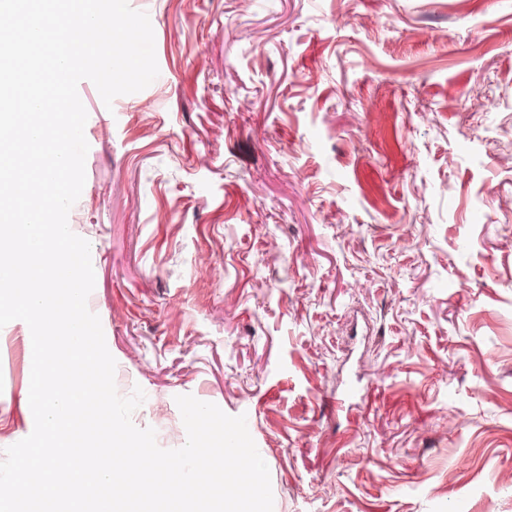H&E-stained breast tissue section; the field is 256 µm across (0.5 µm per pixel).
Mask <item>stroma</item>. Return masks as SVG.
Listing matches in <instances>:
<instances>
[{
  "instance_id": "35a3bbf8",
  "label": "stroma",
  "mask_w": 512,
  "mask_h": 512,
  "mask_svg": "<svg viewBox=\"0 0 512 512\" xmlns=\"http://www.w3.org/2000/svg\"><path fill=\"white\" fill-rule=\"evenodd\" d=\"M129 4L159 75L79 83L68 224L133 423L246 415L274 512H512V0ZM31 364L0 328V453Z\"/></svg>"
}]
</instances>
